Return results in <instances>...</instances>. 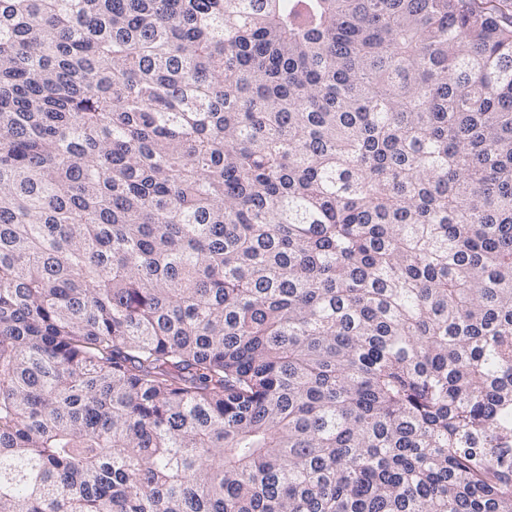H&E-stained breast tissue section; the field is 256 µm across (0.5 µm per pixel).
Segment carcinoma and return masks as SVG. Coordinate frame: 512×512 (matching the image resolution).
I'll list each match as a JSON object with an SVG mask.
<instances>
[{
    "label": "carcinoma",
    "mask_w": 512,
    "mask_h": 512,
    "mask_svg": "<svg viewBox=\"0 0 512 512\" xmlns=\"http://www.w3.org/2000/svg\"><path fill=\"white\" fill-rule=\"evenodd\" d=\"M0 512H512V0H0Z\"/></svg>",
    "instance_id": "obj_1"
}]
</instances>
